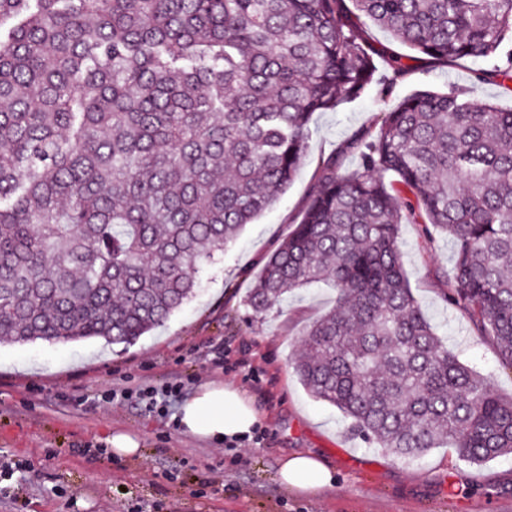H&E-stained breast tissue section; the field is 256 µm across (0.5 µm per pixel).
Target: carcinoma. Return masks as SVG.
<instances>
[{"label":"carcinoma","instance_id":"carcinoma-1","mask_svg":"<svg viewBox=\"0 0 512 512\" xmlns=\"http://www.w3.org/2000/svg\"><path fill=\"white\" fill-rule=\"evenodd\" d=\"M512 83V0H0V342L131 344L298 176L316 112L376 82L364 20ZM322 161L257 275L261 316L326 282L292 368L403 459L512 455V397L464 364L400 261L405 220L455 243L448 302L512 368V109L418 91Z\"/></svg>","mask_w":512,"mask_h":512}]
</instances>
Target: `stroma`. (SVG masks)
I'll use <instances>...</instances> for the list:
<instances>
[{
    "label": "stroma",
    "mask_w": 512,
    "mask_h": 512,
    "mask_svg": "<svg viewBox=\"0 0 512 512\" xmlns=\"http://www.w3.org/2000/svg\"><path fill=\"white\" fill-rule=\"evenodd\" d=\"M363 29L378 84L314 115L300 175L205 267L191 303L131 345L0 346V460L13 467L0 481V512H512V455L476 465L447 447L401 459L365 443L336 408L308 394L290 361L309 324L333 307L328 285L290 294L260 318L244 312L262 262L300 222L322 160L340 152L346 169L357 168L346 146L358 129L377 126L382 112L419 90L512 108V94L497 79L478 80L485 61L433 63L373 24ZM401 238L412 292L443 345L511 396L512 370L447 301L453 240L424 236L410 222ZM175 376L187 397L211 381L241 386L260 413L259 440L218 446L182 434L177 408L161 416L109 397ZM118 430L138 438L137 457L112 456L108 440ZM298 452L325 458L336 488L305 497L281 486L278 466Z\"/></svg>",
    "instance_id": "obj_1"
}]
</instances>
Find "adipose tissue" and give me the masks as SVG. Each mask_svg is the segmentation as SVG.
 I'll use <instances>...</instances> for the list:
<instances>
[{"instance_id":"adipose-tissue-1","label":"adipose tissue","mask_w":512,"mask_h":512,"mask_svg":"<svg viewBox=\"0 0 512 512\" xmlns=\"http://www.w3.org/2000/svg\"><path fill=\"white\" fill-rule=\"evenodd\" d=\"M259 421L252 400L232 383H209L200 387L179 412L183 433L215 443L251 435ZM278 482L288 491L312 495L335 488L336 473L315 453L285 457L277 471Z\"/></svg>"}]
</instances>
